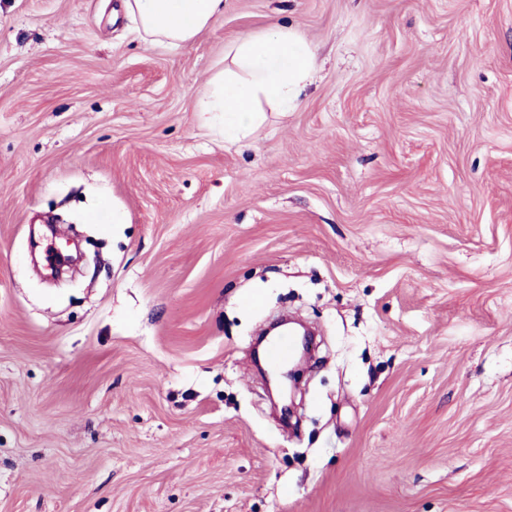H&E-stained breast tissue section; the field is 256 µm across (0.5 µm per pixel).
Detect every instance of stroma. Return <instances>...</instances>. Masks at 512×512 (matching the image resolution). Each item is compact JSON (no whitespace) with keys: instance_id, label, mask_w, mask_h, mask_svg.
<instances>
[{"instance_id":"stroma-1","label":"stroma","mask_w":512,"mask_h":512,"mask_svg":"<svg viewBox=\"0 0 512 512\" xmlns=\"http://www.w3.org/2000/svg\"><path fill=\"white\" fill-rule=\"evenodd\" d=\"M118 2L0 0V512H512V0H224L176 50ZM272 22L319 67L242 145L197 105Z\"/></svg>"}]
</instances>
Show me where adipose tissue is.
<instances>
[{"label":"adipose tissue","mask_w":512,"mask_h":512,"mask_svg":"<svg viewBox=\"0 0 512 512\" xmlns=\"http://www.w3.org/2000/svg\"><path fill=\"white\" fill-rule=\"evenodd\" d=\"M223 8L224 0H124L149 42L172 49L193 41ZM228 52L232 65L209 81L201 109L221 117L225 137L242 142L262 123V104L285 112L300 104L316 56L295 30L276 24L238 38Z\"/></svg>","instance_id":"1"}]
</instances>
